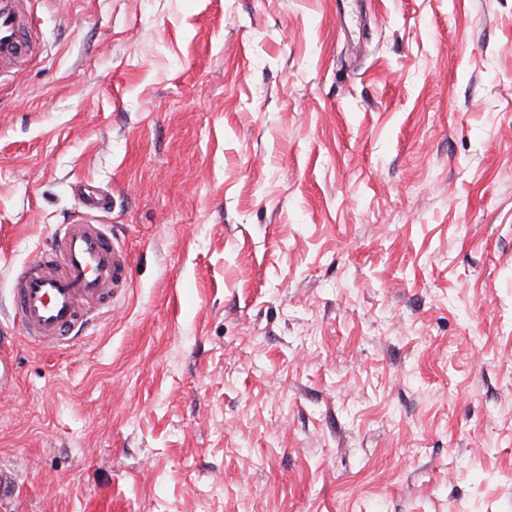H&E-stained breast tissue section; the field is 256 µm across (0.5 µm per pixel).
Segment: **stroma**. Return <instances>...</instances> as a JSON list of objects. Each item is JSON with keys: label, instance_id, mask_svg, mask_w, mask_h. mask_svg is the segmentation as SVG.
I'll return each instance as SVG.
<instances>
[{"label": "stroma", "instance_id": "1", "mask_svg": "<svg viewBox=\"0 0 512 512\" xmlns=\"http://www.w3.org/2000/svg\"><path fill=\"white\" fill-rule=\"evenodd\" d=\"M0 299L78 210L76 347L0 316V512H512V0H28Z\"/></svg>", "mask_w": 512, "mask_h": 512}]
</instances>
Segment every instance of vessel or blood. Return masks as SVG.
Masks as SVG:
<instances>
[{"label":"vessel or blood","instance_id":"b4317fda","mask_svg":"<svg viewBox=\"0 0 512 512\" xmlns=\"http://www.w3.org/2000/svg\"><path fill=\"white\" fill-rule=\"evenodd\" d=\"M34 26L27 0H0V73L31 57ZM52 238L17 274L11 298L14 321L46 349L71 346L125 292L131 267L104 225L86 216L58 225Z\"/></svg>","mask_w":512,"mask_h":512}]
</instances>
